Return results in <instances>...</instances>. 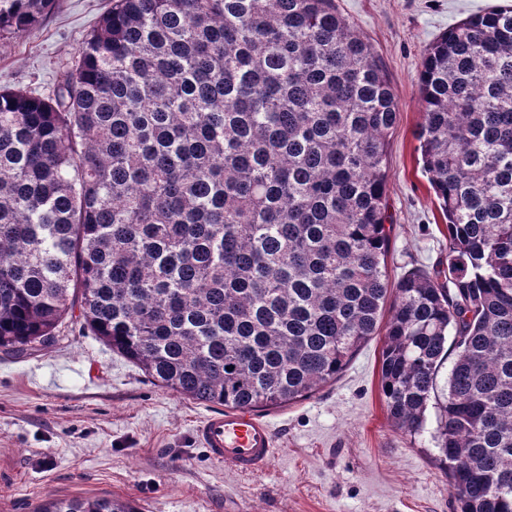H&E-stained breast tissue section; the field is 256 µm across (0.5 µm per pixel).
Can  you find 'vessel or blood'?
<instances>
[{
	"label": "vessel or blood",
	"mask_w": 512,
	"mask_h": 512,
	"mask_svg": "<svg viewBox=\"0 0 512 512\" xmlns=\"http://www.w3.org/2000/svg\"><path fill=\"white\" fill-rule=\"evenodd\" d=\"M195 434L215 461L242 475L265 471L276 454L271 423L251 408L206 416Z\"/></svg>",
	"instance_id": "obj_1"
}]
</instances>
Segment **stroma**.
Here are the masks:
<instances>
[{
	"instance_id": "obj_1",
	"label": "stroma",
	"mask_w": 512,
	"mask_h": 512,
	"mask_svg": "<svg viewBox=\"0 0 512 512\" xmlns=\"http://www.w3.org/2000/svg\"><path fill=\"white\" fill-rule=\"evenodd\" d=\"M512 0H335L367 39L399 109L387 145L390 282L448 255V226L422 173L414 132L426 48L448 29ZM110 0H57L42 24L0 38V87L52 96ZM51 347L0 352V512L57 499L135 501L141 512H453L430 431L411 439L382 400L381 337L336 383L265 415L277 453L245 476L195 437L211 404L151 383L141 369L68 322Z\"/></svg>"
}]
</instances>
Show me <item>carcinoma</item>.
<instances>
[{"label":"carcinoma","instance_id":"carcinoma-1","mask_svg":"<svg viewBox=\"0 0 512 512\" xmlns=\"http://www.w3.org/2000/svg\"><path fill=\"white\" fill-rule=\"evenodd\" d=\"M56 2L0 0V36ZM419 83L448 264L390 301L398 106L335 0H114L53 96L0 88V351L76 320L160 387L263 408L381 334L388 419L418 438L435 409L456 512H512V6L442 34Z\"/></svg>","mask_w":512,"mask_h":512}]
</instances>
